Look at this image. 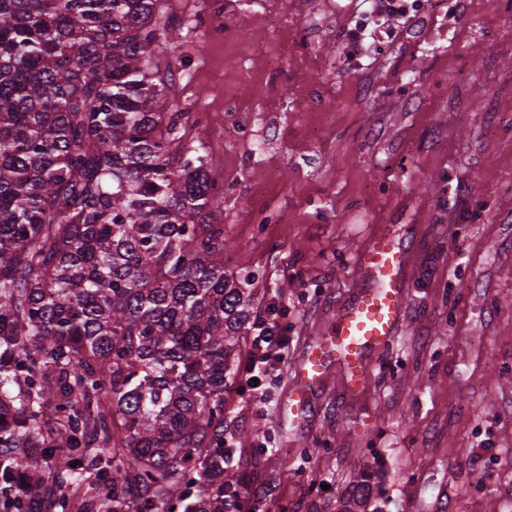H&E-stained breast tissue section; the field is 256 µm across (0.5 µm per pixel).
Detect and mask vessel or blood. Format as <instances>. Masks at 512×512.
<instances>
[{
	"label": "vessel or blood",
	"instance_id": "vessel-or-blood-1",
	"mask_svg": "<svg viewBox=\"0 0 512 512\" xmlns=\"http://www.w3.org/2000/svg\"><path fill=\"white\" fill-rule=\"evenodd\" d=\"M402 263L401 248L385 239L376 240L360 254L356 273L361 290L340 313L334 332L323 337L319 347L303 351L297 366V392L323 381L326 358L333 352L353 363L352 384L364 383L368 374L365 353L387 346L404 320Z\"/></svg>",
	"mask_w": 512,
	"mask_h": 512
}]
</instances>
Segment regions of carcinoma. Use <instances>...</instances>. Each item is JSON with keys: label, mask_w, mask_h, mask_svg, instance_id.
<instances>
[{"label": "carcinoma", "mask_w": 512, "mask_h": 512, "mask_svg": "<svg viewBox=\"0 0 512 512\" xmlns=\"http://www.w3.org/2000/svg\"><path fill=\"white\" fill-rule=\"evenodd\" d=\"M159 6L0 0V512L244 507L224 394L253 275L226 271ZM371 495L363 472L342 512Z\"/></svg>", "instance_id": "obj_1"}]
</instances>
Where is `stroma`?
Returning a JSON list of instances; mask_svg holds the SVG:
<instances>
[{"label": "stroma", "instance_id": "stroma-1", "mask_svg": "<svg viewBox=\"0 0 512 512\" xmlns=\"http://www.w3.org/2000/svg\"><path fill=\"white\" fill-rule=\"evenodd\" d=\"M337 1L311 0L321 32L302 50L301 0H162L182 20L163 59L188 58L179 103L224 179L229 269L255 273V318L277 306L289 338L264 394L226 393L232 434L252 439L225 443L255 512H339L363 469L380 476L373 512H512V22L500 0H465L445 40L439 14L416 40L393 19L360 76L342 34L368 4ZM382 237L406 256L400 331L366 354L362 391L336 360L291 414L301 352Z\"/></svg>", "mask_w": 512, "mask_h": 512}]
</instances>
